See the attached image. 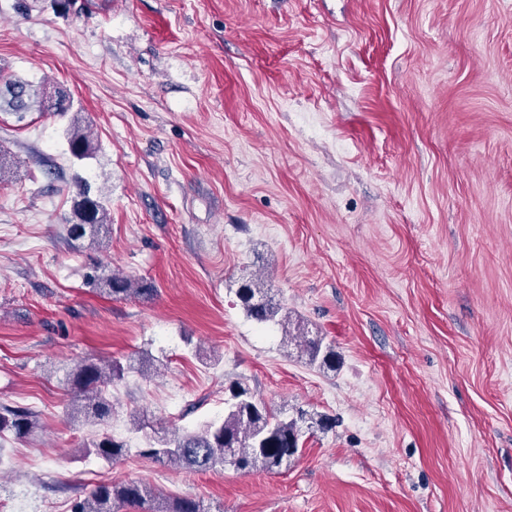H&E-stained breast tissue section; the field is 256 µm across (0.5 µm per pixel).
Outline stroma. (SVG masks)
Wrapping results in <instances>:
<instances>
[{
	"label": "stroma",
	"instance_id": "stroma-1",
	"mask_svg": "<svg viewBox=\"0 0 512 512\" xmlns=\"http://www.w3.org/2000/svg\"><path fill=\"white\" fill-rule=\"evenodd\" d=\"M14 79L72 112H0V406L38 423L0 435L8 512L125 480L216 512H512V0H0ZM84 181L108 229L77 240ZM254 273L287 326L247 316ZM88 357L126 368L104 425L66 416ZM234 384L297 418L287 464L141 456ZM105 434L117 461L83 450ZM66 136L75 157L83 159L89 154L91 146L85 128L77 125L75 120L66 129ZM105 285L108 287L105 290L115 298H146L156 292L151 283L114 273L105 278ZM304 352L308 357L310 364L318 365L323 369H335L336 367V353L332 349L323 350L322 339L318 336L308 337L303 336Z\"/></svg>",
	"mask_w": 512,
	"mask_h": 512
}]
</instances>
